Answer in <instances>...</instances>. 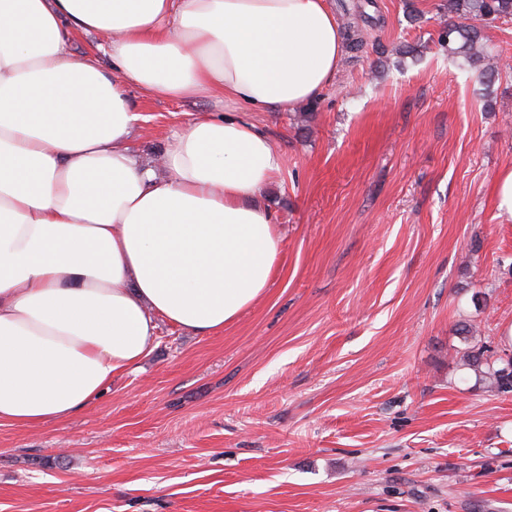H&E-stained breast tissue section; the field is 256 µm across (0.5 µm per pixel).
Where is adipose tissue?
<instances>
[{"label":"adipose tissue","mask_w":512,"mask_h":512,"mask_svg":"<svg viewBox=\"0 0 512 512\" xmlns=\"http://www.w3.org/2000/svg\"><path fill=\"white\" fill-rule=\"evenodd\" d=\"M78 32L108 63L72 56ZM343 52L327 0H0V424L80 412L160 322L220 333L274 276L272 141L204 116L146 165L128 85L266 112L316 98Z\"/></svg>","instance_id":"ef3b65f1"}]
</instances>
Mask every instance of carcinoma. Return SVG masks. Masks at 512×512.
<instances>
[{"label": "carcinoma", "mask_w": 512, "mask_h": 512, "mask_svg": "<svg viewBox=\"0 0 512 512\" xmlns=\"http://www.w3.org/2000/svg\"><path fill=\"white\" fill-rule=\"evenodd\" d=\"M439 8L448 15L446 36L439 40V45L448 55L476 69L482 83L491 88L499 79L501 68L494 64L495 56L481 26L512 22V0H443ZM459 334L467 341L462 352L464 365L482 376L496 391L512 392V354L505 353L493 360L486 346L469 342L474 334L472 326H462Z\"/></svg>", "instance_id": "cac0c4a2"}]
</instances>
